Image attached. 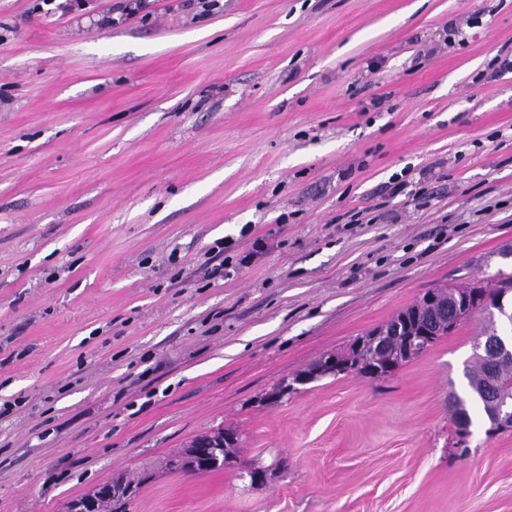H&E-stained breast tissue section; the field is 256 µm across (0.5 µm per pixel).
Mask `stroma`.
<instances>
[{"label": "stroma", "mask_w": 512, "mask_h": 512, "mask_svg": "<svg viewBox=\"0 0 512 512\" xmlns=\"http://www.w3.org/2000/svg\"><path fill=\"white\" fill-rule=\"evenodd\" d=\"M127 5L0 0V512H512V431L453 446L481 316L271 398L512 274V0ZM227 427L237 468L168 469ZM407 334L402 332L399 336H394L386 347H369L363 349L358 358L350 365V369H342L336 372L334 376L342 378L350 374L363 375V369L367 365L376 366L382 369L380 377L384 379L391 376L392 372H387L386 362L393 348H403L406 344ZM384 375H388L384 377ZM112 492L113 495H117L116 497H109L103 500H100L99 503V512H127L129 510L131 498H125L129 496H133L134 489L133 486H127L123 480L112 482V486H108L102 490V494H109ZM119 495H124L121 497Z\"/></svg>", "instance_id": "stroma-1"}]
</instances>
